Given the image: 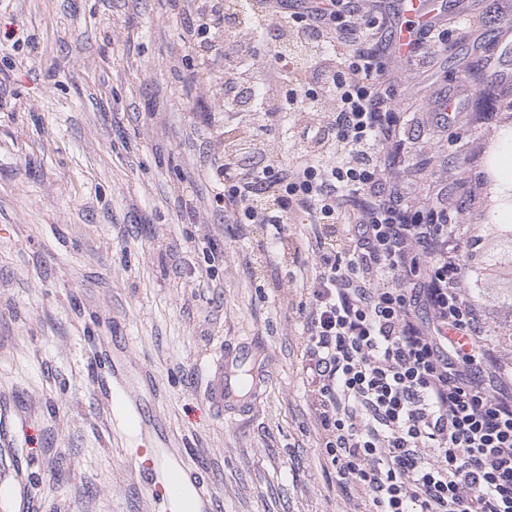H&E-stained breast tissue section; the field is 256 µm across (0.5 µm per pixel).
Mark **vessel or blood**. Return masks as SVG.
I'll return each mask as SVG.
<instances>
[{
	"label": "vessel or blood",
	"instance_id": "b4317fda",
	"mask_svg": "<svg viewBox=\"0 0 512 512\" xmlns=\"http://www.w3.org/2000/svg\"><path fill=\"white\" fill-rule=\"evenodd\" d=\"M401 11L410 22L397 26L392 36L394 56L399 60L409 55L419 30L431 26L436 18L426 0H402ZM254 353L252 344H227L209 360L206 394L218 416L248 413L260 399L265 377L253 367ZM109 398L113 412L122 415L129 429L146 426L147 405L128 392L126 385L113 381ZM129 464L136 475L149 477V496L167 512H216L213 494L172 452L166 430H157L152 446L130 449Z\"/></svg>",
	"mask_w": 512,
	"mask_h": 512
}]
</instances>
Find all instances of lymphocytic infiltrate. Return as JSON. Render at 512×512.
<instances>
[{"label":"lymphocytic infiltrate","mask_w":512,"mask_h":512,"mask_svg":"<svg viewBox=\"0 0 512 512\" xmlns=\"http://www.w3.org/2000/svg\"><path fill=\"white\" fill-rule=\"evenodd\" d=\"M253 31L278 17L275 67L255 73L250 41L221 52L223 0H200L183 39L225 61L224 127H238L241 89L259 91L268 125L292 112L307 150L291 167L244 165L228 152L212 174L236 218L321 227L308 285L304 370L317 395L324 448L365 512H512V366L463 291L461 234L442 200L410 212L383 162L392 80L360 0H239ZM364 194L362 204L342 206Z\"/></svg>","instance_id":"lymphocytic-infiltrate-1"}]
</instances>
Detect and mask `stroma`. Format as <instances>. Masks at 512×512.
<instances>
[{
	"label": "stroma",
	"mask_w": 512,
	"mask_h": 512,
	"mask_svg": "<svg viewBox=\"0 0 512 512\" xmlns=\"http://www.w3.org/2000/svg\"><path fill=\"white\" fill-rule=\"evenodd\" d=\"M448 47L418 45L410 79L394 56L392 107L409 205L448 190L463 237L497 224L512 178V0H450ZM172 0H0V512H162L125 456L138 437L111 419L103 387L125 366L152 389L172 449L222 512H355L323 448L302 372L318 225L240 224L209 173L224 156L220 84L187 88L201 58ZM481 81L461 77L464 66ZM468 97L466 121L423 105ZM244 129L292 162L290 125ZM263 350L264 397L229 422L205 396L226 343Z\"/></svg>",
	"instance_id": "35a3bbf8"
}]
</instances>
